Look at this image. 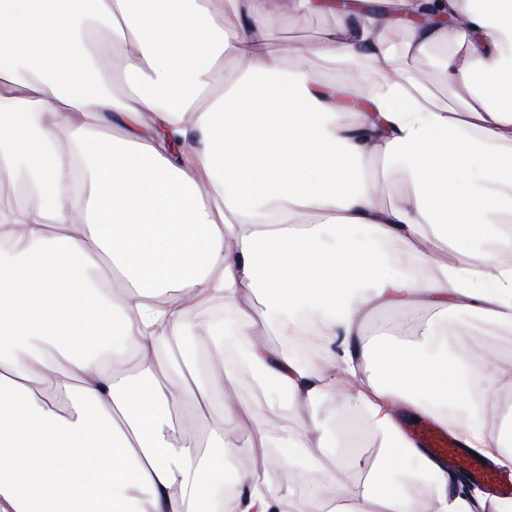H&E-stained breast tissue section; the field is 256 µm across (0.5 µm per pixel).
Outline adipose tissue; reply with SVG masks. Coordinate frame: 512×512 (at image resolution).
Listing matches in <instances>:
<instances>
[{"label": "adipose tissue", "mask_w": 512, "mask_h": 512, "mask_svg": "<svg viewBox=\"0 0 512 512\" xmlns=\"http://www.w3.org/2000/svg\"><path fill=\"white\" fill-rule=\"evenodd\" d=\"M379 5L336 12L312 51L285 64L266 52L272 31L331 0H0V178L43 201L0 209V512H308L263 471L214 496L224 433L197 436L177 408L238 409L200 365L184 294L235 311L272 403L302 410L336 392L333 376L289 352L295 336L354 380L380 451L320 512H471L458 476L405 433L413 417L512 471V412L502 431L485 427L512 371L465 378L427 352L452 308L512 328V265L489 286L483 263L458 253L512 223V0ZM228 6L238 27L224 25ZM117 45L124 93L105 66ZM435 49L449 85L469 93L461 104L438 103L413 76ZM313 55L344 80H314ZM362 93L369 111L343 122ZM90 115L122 137L102 136ZM395 170L409 192L385 205ZM375 246L406 253L413 270L371 256ZM106 271L122 292L102 286ZM420 304L430 316L418 340L366 334L370 311ZM257 305L282 346L252 341ZM130 359L135 372H123ZM452 390L465 408L453 419ZM278 445L313 486L345 474L306 425ZM406 460L425 492L390 481Z\"/></svg>", "instance_id": "1"}]
</instances>
